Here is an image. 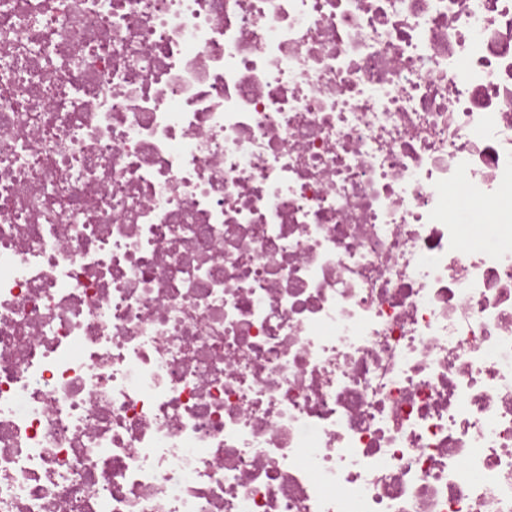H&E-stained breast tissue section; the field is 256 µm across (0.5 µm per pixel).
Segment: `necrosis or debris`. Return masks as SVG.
Here are the masks:
<instances>
[{
    "label": "necrosis or debris",
    "instance_id": "obj_1",
    "mask_svg": "<svg viewBox=\"0 0 512 512\" xmlns=\"http://www.w3.org/2000/svg\"><path fill=\"white\" fill-rule=\"evenodd\" d=\"M0 512H512V0H0Z\"/></svg>",
    "mask_w": 512,
    "mask_h": 512
}]
</instances>
